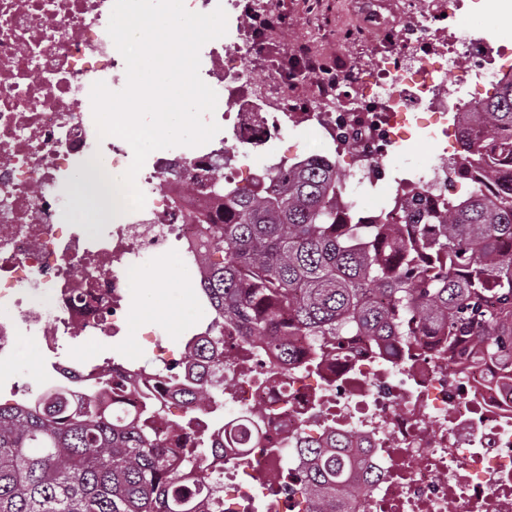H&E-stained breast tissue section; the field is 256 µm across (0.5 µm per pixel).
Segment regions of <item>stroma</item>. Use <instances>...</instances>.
I'll return each mask as SVG.
<instances>
[{"mask_svg": "<svg viewBox=\"0 0 512 512\" xmlns=\"http://www.w3.org/2000/svg\"><path fill=\"white\" fill-rule=\"evenodd\" d=\"M279 23L270 27V44L264 52L244 60L243 68L254 82L269 80L281 67L290 48L315 42L328 61L348 54L352 62L367 67L373 62L374 45L362 42L345 46L337 43L338 27L361 22L363 0H272ZM481 20L484 33L494 42L512 41V10H492L488 0H473L470 10L458 13V27H468L472 20ZM168 286L163 305L150 306L158 279ZM193 276L182 266L175 254L169 253L144 261L143 269L130 284L127 293L128 318L119 335L100 341L85 336H66L56 353L42 350L37 337L21 334L17 338L19 355L0 372V398L22 401L35 397L41 379L49 374L52 361L76 359L99 364L117 360L123 363L156 366L161 354L180 355L183 335L204 321L207 309L184 293Z\"/></svg>", "mask_w": 512, "mask_h": 512, "instance_id": "obj_1", "label": "stroma"}]
</instances>
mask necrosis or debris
<instances>
[{"mask_svg":"<svg viewBox=\"0 0 512 512\" xmlns=\"http://www.w3.org/2000/svg\"><path fill=\"white\" fill-rule=\"evenodd\" d=\"M466 0H410L402 22L370 15L364 28L379 46L371 67L318 61L313 93L295 99L276 77L262 90L277 111H263L261 90L237 62L260 51L254 23L237 0H190L192 11L223 6L225 36L200 54V75L233 123L231 147L213 142L150 154L136 178L142 210L94 235L89 224L58 220L59 188L93 156L127 170L132 153L118 137L99 138L90 101L93 83L126 85L125 61L107 32L113 0H0V363L15 358L17 336L33 330L47 348L80 331L118 335L122 300L145 256L176 247L181 263L202 279L204 235L224 202L216 179L254 183L261 157L282 132L300 125L316 136L317 156L348 163L345 192L353 221L400 224L396 204L410 184L431 206L446 205L460 183L447 150L390 161L412 134L475 138L466 115L483 93L512 73V46L491 43L479 26L444 23ZM456 82H449V75ZM348 356L308 362L309 342L284 364L271 345L225 365L224 512H307L287 478L303 467L294 438L352 435L348 453L357 477L375 475L353 512H512V365L449 358L442 337L418 333L395 355L371 337L351 336ZM124 364L68 362L55 367L50 390L98 384ZM261 408L259 445L236 447L237 421Z\"/></svg>","mask_w":512,"mask_h":512,"instance_id":"1","label":"necrosis or debris"}]
</instances>
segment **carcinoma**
<instances>
[{
	"instance_id": "1",
	"label": "carcinoma",
	"mask_w": 512,
	"mask_h": 512,
	"mask_svg": "<svg viewBox=\"0 0 512 512\" xmlns=\"http://www.w3.org/2000/svg\"><path fill=\"white\" fill-rule=\"evenodd\" d=\"M512 160V81L486 98L481 132L460 167L473 188L448 209L407 224H351L325 197L346 178L325 162L280 166L275 190L224 186L222 229L207 240L213 262L197 298L217 319L208 350L211 380L190 397L199 411L224 398V330L252 340L271 337L277 354L295 356L294 342L311 339L317 354L343 347L348 336L448 337V355L471 340L478 359H512V185L501 169ZM139 384V411L115 412L106 396L123 386L105 379L95 393L58 392L0 402V512H224L217 490L224 456L208 452L212 431L193 420L168 424L190 435L178 460L158 447L159 400ZM261 411L234 438L256 436ZM306 465L301 481L312 512H350L356 462L347 438L327 446L295 438Z\"/></svg>"
}]
</instances>
